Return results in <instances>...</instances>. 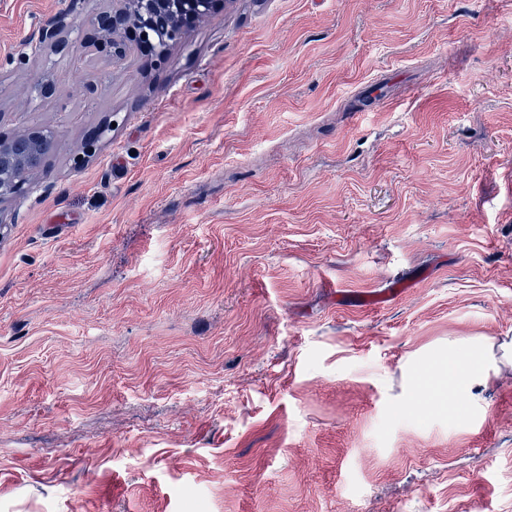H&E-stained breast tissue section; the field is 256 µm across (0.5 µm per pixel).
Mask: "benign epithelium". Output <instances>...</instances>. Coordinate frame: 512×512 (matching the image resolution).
I'll use <instances>...</instances> for the list:
<instances>
[{"instance_id":"obj_1","label":"benign epithelium","mask_w":512,"mask_h":512,"mask_svg":"<svg viewBox=\"0 0 512 512\" xmlns=\"http://www.w3.org/2000/svg\"><path fill=\"white\" fill-rule=\"evenodd\" d=\"M199 0H112V9L97 16L96 26L87 31L84 43L114 60L121 59L128 50L126 37L130 29L146 25L167 34L166 44L173 45L183 36L179 14L197 9ZM73 22L62 16L45 26L32 52L44 45H56L62 33ZM58 138L53 130L34 128L24 133L29 140V151L21 154L15 150V139H0V203L20 194H26L37 185V177L45 161L39 156L40 143L45 136Z\"/></svg>"}]
</instances>
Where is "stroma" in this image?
<instances>
[{"mask_svg":"<svg viewBox=\"0 0 512 512\" xmlns=\"http://www.w3.org/2000/svg\"><path fill=\"white\" fill-rule=\"evenodd\" d=\"M75 1L112 5L0 0V137L59 134L0 206V512H512V363L467 422L396 411L449 341L512 342V0L32 55Z\"/></svg>","mask_w":512,"mask_h":512,"instance_id":"stroma-1","label":"stroma"}]
</instances>
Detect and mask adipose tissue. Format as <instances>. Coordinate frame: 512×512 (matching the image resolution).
<instances>
[{
    "instance_id": "obj_1",
    "label": "adipose tissue",
    "mask_w": 512,
    "mask_h": 512,
    "mask_svg": "<svg viewBox=\"0 0 512 512\" xmlns=\"http://www.w3.org/2000/svg\"><path fill=\"white\" fill-rule=\"evenodd\" d=\"M496 368V359L477 342L450 341L447 351L438 353L424 368L419 370L417 385L427 387L431 395L426 404L409 399L402 404V414L415 412L418 407L427 410L444 409V396L458 401V408L450 417L457 422L467 421L471 406L478 397V390L485 386Z\"/></svg>"
}]
</instances>
